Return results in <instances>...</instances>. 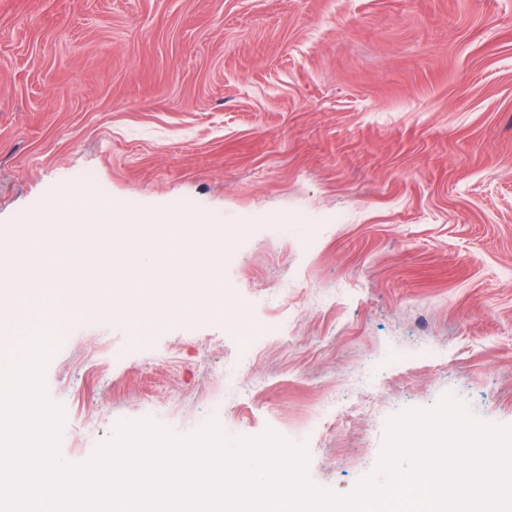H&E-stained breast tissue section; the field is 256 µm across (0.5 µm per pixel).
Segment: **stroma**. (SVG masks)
Wrapping results in <instances>:
<instances>
[{"label":"stroma","mask_w":512,"mask_h":512,"mask_svg":"<svg viewBox=\"0 0 512 512\" xmlns=\"http://www.w3.org/2000/svg\"><path fill=\"white\" fill-rule=\"evenodd\" d=\"M87 174L223 225L242 325L68 322L69 464L276 428L345 495L402 411L512 427V0H0V243Z\"/></svg>","instance_id":"stroma-1"}]
</instances>
